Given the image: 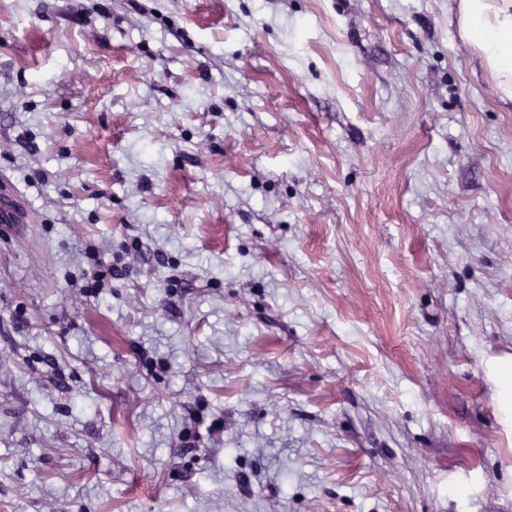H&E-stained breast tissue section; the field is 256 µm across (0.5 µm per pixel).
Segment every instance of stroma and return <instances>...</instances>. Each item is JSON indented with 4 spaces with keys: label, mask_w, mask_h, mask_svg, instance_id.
Returning a JSON list of instances; mask_svg holds the SVG:
<instances>
[{
    "label": "stroma",
    "mask_w": 512,
    "mask_h": 512,
    "mask_svg": "<svg viewBox=\"0 0 512 512\" xmlns=\"http://www.w3.org/2000/svg\"><path fill=\"white\" fill-rule=\"evenodd\" d=\"M457 6L0 0V512H512V104Z\"/></svg>",
    "instance_id": "1"
}]
</instances>
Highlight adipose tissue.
I'll use <instances>...</instances> for the list:
<instances>
[{"label": "adipose tissue", "mask_w": 512, "mask_h": 512, "mask_svg": "<svg viewBox=\"0 0 512 512\" xmlns=\"http://www.w3.org/2000/svg\"><path fill=\"white\" fill-rule=\"evenodd\" d=\"M460 29L502 101H512V0H459Z\"/></svg>", "instance_id": "ef3b65f1"}]
</instances>
